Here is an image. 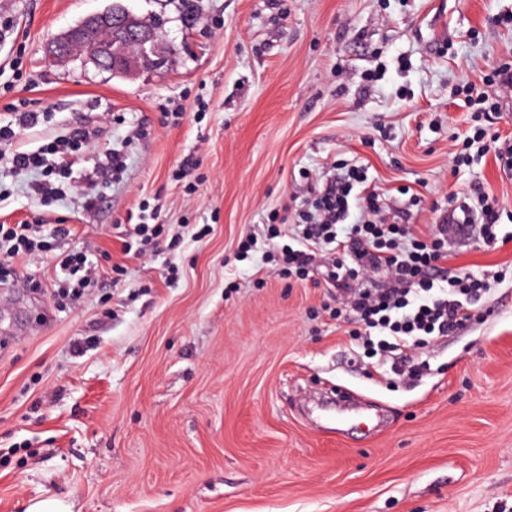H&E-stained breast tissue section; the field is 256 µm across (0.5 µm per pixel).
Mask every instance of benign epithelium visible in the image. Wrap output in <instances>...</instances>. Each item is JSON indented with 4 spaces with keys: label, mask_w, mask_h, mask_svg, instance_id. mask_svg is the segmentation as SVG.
I'll return each mask as SVG.
<instances>
[{
    "label": "benign epithelium",
    "mask_w": 512,
    "mask_h": 512,
    "mask_svg": "<svg viewBox=\"0 0 512 512\" xmlns=\"http://www.w3.org/2000/svg\"><path fill=\"white\" fill-rule=\"evenodd\" d=\"M163 22L158 18L144 20L127 13L120 25L112 23V15L95 13L84 19V26L62 41H52L46 47L47 55L53 59H68L85 56L94 64L111 58L110 68L130 77L144 71L156 70L167 59L169 47L162 38ZM133 40L141 49H129L118 57L112 56V45Z\"/></svg>",
    "instance_id": "7a95c632"
}]
</instances>
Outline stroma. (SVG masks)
<instances>
[{"label":"stroma","mask_w":512,"mask_h":512,"mask_svg":"<svg viewBox=\"0 0 512 512\" xmlns=\"http://www.w3.org/2000/svg\"><path fill=\"white\" fill-rule=\"evenodd\" d=\"M111 2L0 0L15 23L0 81L18 54L28 74L0 90V121L22 102L52 114L20 146L94 121L128 154L92 214L0 179V224L69 225L100 272L73 302L52 295L47 261L17 270L33 287H0V512L48 498L72 512H512V280L401 380L367 364L328 310L331 288L238 257L267 215L294 223L340 158L366 165L397 223H432L434 204L478 185L512 236V177L493 153L457 175L449 156L475 120L456 86L512 62V0H195L190 22L179 0H124L163 19L165 67L120 79L47 56ZM369 69L378 81L362 80ZM136 126L145 137L128 141ZM188 156L202 179L191 196L173 178ZM147 202L160 223L211 232L125 255L119 227ZM448 263L510 265L512 239L459 241ZM340 392L377 407L379 425L328 418Z\"/></svg>","instance_id":"35a3bbf8"}]
</instances>
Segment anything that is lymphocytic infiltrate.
I'll list each match as a JSON object with an SVG mask.
<instances>
[{
	"label": "lymphocytic infiltrate",
	"mask_w": 512,
	"mask_h": 512,
	"mask_svg": "<svg viewBox=\"0 0 512 512\" xmlns=\"http://www.w3.org/2000/svg\"><path fill=\"white\" fill-rule=\"evenodd\" d=\"M471 111L487 120L502 116V97L512 95V67L491 69L481 85L458 88ZM49 113L16 111L12 120L0 123V159H7L13 176H30L31 195L46 200L70 194L85 212L97 208L103 185L119 180L126 170L124 151L101 146V126L87 123L65 130L34 150H21L16 142L21 130L48 122ZM486 128L474 127L458 150L454 168L470 165L475 157L494 151L503 171L512 170V142L491 147ZM97 158L82 184L70 183L76 160L92 146ZM446 218L419 227L388 223L387 205L368 181L366 168L344 166L342 174L314 189L299 223L280 229L269 226L271 237H288L281 248L279 276L305 280L317 252L331 254L332 262L322 273L324 282L336 290L337 316H350L365 328L364 344L378 361L390 363L396 374L418 375L425 361L415 360L417 350L433 339L454 335L479 320L481 304L505 276L504 270L474 273L447 267L452 243L478 225L481 240L494 246L501 239L500 204L481 187L448 198ZM71 235L65 224H0V275L10 276L15 264H29L42 252L55 255L62 279L55 281L62 297H79L96 287L99 275L86 251L63 248ZM125 253L137 257L154 251L161 238L178 246L182 232L167 233L165 225L146 220L125 227Z\"/></svg>",
	"instance_id": "1"
}]
</instances>
